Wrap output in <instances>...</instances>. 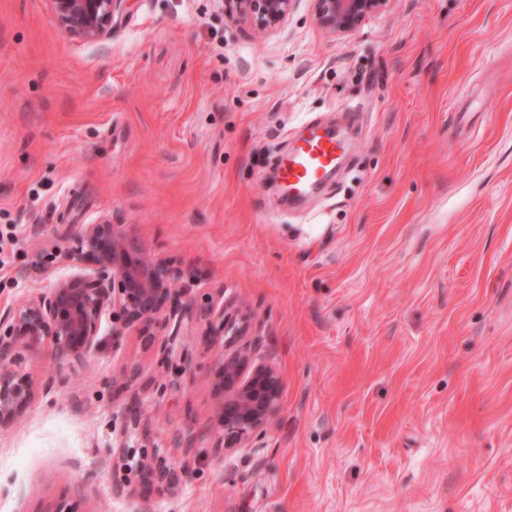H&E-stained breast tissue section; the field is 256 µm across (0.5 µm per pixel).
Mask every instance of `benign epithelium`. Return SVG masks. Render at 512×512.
I'll use <instances>...</instances> for the list:
<instances>
[{"label":"benign epithelium","mask_w":512,"mask_h":512,"mask_svg":"<svg viewBox=\"0 0 512 512\" xmlns=\"http://www.w3.org/2000/svg\"><path fill=\"white\" fill-rule=\"evenodd\" d=\"M53 14L68 34L99 40L112 34L129 0H50ZM298 0H224L232 23L270 34L288 20ZM317 26L330 36L357 31L372 16L388 10L391 0H313ZM73 271L47 290L0 310V428L29 408L35 379L21 365L17 349L49 348L56 359L83 363L101 342L104 319H111L115 344L132 331L153 348L156 368L187 371L181 346L184 330L200 320L210 340L222 346L215 365L216 391L222 398L216 424L224 446L246 442L276 414L281 385L275 369L244 341L246 325L226 313L224 298L196 307L173 288L170 261L147 253L126 224L105 220L83 224L75 246L64 253ZM91 267H86V263ZM112 494L137 500L136 512H152L151 497L173 491L184 475L158 448L118 443L113 462Z\"/></svg>","instance_id":"benign-epithelium-1"}]
</instances>
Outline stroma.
Returning <instances> with one entry per match:
<instances>
[{
	"label": "stroma",
	"instance_id": "35a3bbf8",
	"mask_svg": "<svg viewBox=\"0 0 512 512\" xmlns=\"http://www.w3.org/2000/svg\"><path fill=\"white\" fill-rule=\"evenodd\" d=\"M346 119L337 179L296 208L274 155ZM129 225L195 306L243 305L279 409L228 449L198 322L190 371L144 394L141 337L37 377L0 433V512H135L112 494L121 434L185 464L154 512H512V0H393L346 38L298 0L257 39L223 0H130L109 38L49 0H0V305L66 274L61 221Z\"/></svg>",
	"mask_w": 512,
	"mask_h": 512
}]
</instances>
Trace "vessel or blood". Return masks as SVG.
<instances>
[{
	"label": "vessel or blood",
	"instance_id": "1",
	"mask_svg": "<svg viewBox=\"0 0 512 512\" xmlns=\"http://www.w3.org/2000/svg\"><path fill=\"white\" fill-rule=\"evenodd\" d=\"M348 151L349 142L337 129L311 128L275 157L274 170L281 193L291 201L315 193L335 178Z\"/></svg>",
	"mask_w": 512,
	"mask_h": 512
}]
</instances>
